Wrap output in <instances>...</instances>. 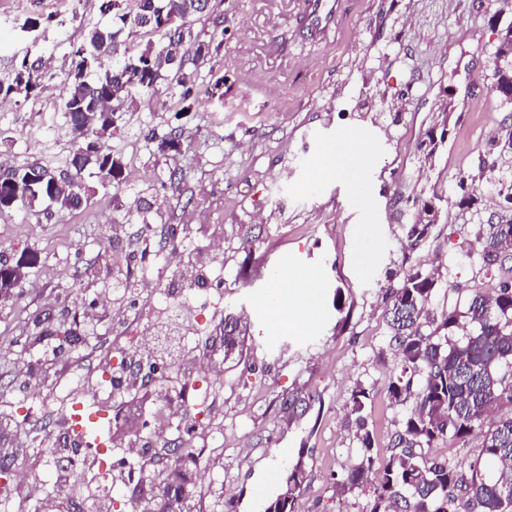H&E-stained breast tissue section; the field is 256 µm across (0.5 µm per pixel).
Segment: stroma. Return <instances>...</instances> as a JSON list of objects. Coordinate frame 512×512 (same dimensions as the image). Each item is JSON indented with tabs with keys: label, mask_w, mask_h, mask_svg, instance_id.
I'll return each instance as SVG.
<instances>
[{
	"label": "stroma",
	"mask_w": 512,
	"mask_h": 512,
	"mask_svg": "<svg viewBox=\"0 0 512 512\" xmlns=\"http://www.w3.org/2000/svg\"><path fill=\"white\" fill-rule=\"evenodd\" d=\"M99 0H0V78L26 52L51 59L50 91L39 107L15 101L0 107V128L11 141L0 155L20 164L37 159L63 165L69 142L59 132L64 79L71 52L83 37L81 18L100 20ZM307 0H211L193 25L208 37L222 22L224 44L212 60L226 95L198 92L191 112L177 115L159 92L137 108L112 147L125 162L120 191L99 189L92 207L47 214L19 208L0 223V253L38 251L24 296L0 308V413L22 422L11 391L41 389L29 370L24 339L34 322L58 314L61 298L87 303L110 287L114 255L141 248L137 220L111 234L115 212L151 205L159 244L178 243L187 225L224 227V300L240 317V363L223 371L224 481L208 485V461L194 479L205 512H251L253 494L271 480L268 501L286 488L289 465L302 464L305 480L294 512H363L365 495L337 486L357 458L348 422L356 385L370 391L369 425L380 456H388L403 407L386 393L396 368L382 296L406 268L439 269L435 310L464 309L474 286L490 288L507 277L512 259L489 275L477 272L469 249L480 224L499 210L501 186L512 182V154L494 143L512 129V104L493 91L491 59L501 27L512 23L499 0H347L329 40L303 28ZM41 19L37 33L24 31ZM452 111L442 115L441 100ZM447 123L448 138L433 161L420 143ZM183 130L188 146L155 161L144 131ZM366 140L371 160L362 191L320 176L327 149L349 131ZM176 189H162L170 170ZM466 180L476 209L460 210L454 190ZM436 200L437 224L419 246L404 229L410 200ZM254 250H247V242ZM314 275L320 283L319 315L305 331L275 330L255 301L267 294L282 266ZM343 309H335V295ZM127 306L98 310L76 335L48 338L64 353L56 368L70 379L73 358L113 348L115 322L134 317Z\"/></svg>",
	"instance_id": "1"
}]
</instances>
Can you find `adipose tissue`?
<instances>
[{
    "label": "adipose tissue",
    "instance_id": "adipose-tissue-1",
    "mask_svg": "<svg viewBox=\"0 0 512 512\" xmlns=\"http://www.w3.org/2000/svg\"><path fill=\"white\" fill-rule=\"evenodd\" d=\"M369 162L366 142L355 133H348L327 153L321 173L326 177L349 179L353 188H360V172ZM274 312L273 325L281 330L294 325L307 328L319 312V285L309 275L295 276L280 269L272 278L269 293Z\"/></svg>",
    "mask_w": 512,
    "mask_h": 512
}]
</instances>
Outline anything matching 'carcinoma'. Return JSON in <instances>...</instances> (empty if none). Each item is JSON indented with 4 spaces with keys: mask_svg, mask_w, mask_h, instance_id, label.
<instances>
[{
    "mask_svg": "<svg viewBox=\"0 0 512 512\" xmlns=\"http://www.w3.org/2000/svg\"><path fill=\"white\" fill-rule=\"evenodd\" d=\"M204 10L201 0H103L101 11L112 15V24L86 23L67 74L61 104L70 144L65 168L38 160L0 167V200L14 199L0 205V213L42 202L60 212L83 211L96 195L88 183L92 177L104 188L120 189L124 160L110 140L124 129L136 96L150 98L164 83L178 112L191 111L200 69L224 44V31L217 28L206 39L193 35L192 25ZM173 17L181 26L174 44L164 39ZM125 30L159 41L150 39L136 55L119 58L118 37ZM47 69L42 59L23 58L8 78L0 79V100L37 102ZM172 135L183 139L180 130L148 131L155 157L177 153L168 141ZM429 228L414 217L407 231L412 245ZM475 250L486 272L512 255V206L497 221L479 225ZM437 281L436 272L412 266L386 294L385 319L397 358L387 392L394 404L411 399L414 406L403 415L389 456L381 458L364 414L369 391L355 386L350 418L358 462L342 484L368 493L365 512H512V278L495 288L471 289L464 311L438 316L430 311ZM0 288L11 293L13 303L23 293L22 280L2 271ZM238 322L236 315H224L226 359L243 350ZM476 429L482 455L497 466L490 478L478 461L464 473L435 452L441 442H464ZM163 447L170 463L163 487L146 494L150 512H189L192 486L186 470L197 466V458L176 440Z\"/></svg>",
    "mask_w": 512,
    "mask_h": 512,
    "instance_id": "1",
    "label": "carcinoma"
}]
</instances>
